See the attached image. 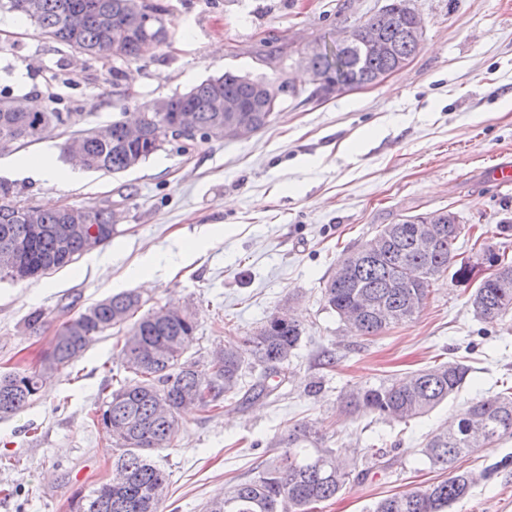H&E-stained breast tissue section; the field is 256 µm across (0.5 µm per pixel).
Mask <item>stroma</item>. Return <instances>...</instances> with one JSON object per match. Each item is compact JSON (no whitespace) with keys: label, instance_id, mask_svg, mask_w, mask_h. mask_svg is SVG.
<instances>
[{"label":"stroma","instance_id":"obj_1","mask_svg":"<svg viewBox=\"0 0 512 512\" xmlns=\"http://www.w3.org/2000/svg\"><path fill=\"white\" fill-rule=\"evenodd\" d=\"M167 44L136 61L91 59L40 34L31 22L4 27L0 91L38 101L62 120L45 139L0 154V180L21 204L119 205L111 242L40 279L0 281V374L34 371L65 321L112 294L134 290L144 310L178 306L196 314L186 349L208 363L275 311L303 327L287 369L265 376L253 358L245 385L219 413L183 411L180 431L153 459L168 476L161 512H204L207 501L257 479L281 455L274 440L313 424L350 461L356 478L314 512H368L378 500L443 480L420 450L472 400L512 386V313L493 324L475 317L472 285L444 275L412 322L381 335L350 333L322 288L345 250L381 225L437 209L481 227L457 252L477 259L490 246L512 256V185L490 168L512 162V0H415L426 28L418 53L381 84L312 95L295 61L312 41L367 19L387 0H163ZM231 70L293 79L300 88L247 140L165 145L117 175L88 172L60 155L71 135L104 125L113 99L143 103L188 91ZM52 152L61 180H37L24 163ZM508 232H500V225ZM180 258L176 272L129 277L150 254ZM42 321L29 327L28 316ZM119 335L107 331L47 379L32 404L0 418V512H71L75 492L108 482L117 451L93 417L113 377H124ZM471 372L463 388L409 422L347 412L343 397L452 359ZM479 474L448 512H512V438L472 449L457 462Z\"/></svg>","mask_w":512,"mask_h":512}]
</instances>
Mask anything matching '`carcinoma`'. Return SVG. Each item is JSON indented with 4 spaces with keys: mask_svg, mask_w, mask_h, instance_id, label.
<instances>
[{
    "mask_svg": "<svg viewBox=\"0 0 512 512\" xmlns=\"http://www.w3.org/2000/svg\"><path fill=\"white\" fill-rule=\"evenodd\" d=\"M402 0H389L384 12L356 23L355 38L338 55H310L307 67L322 76L333 72L342 89L353 83L366 85L377 77L396 72L397 62L412 58L419 45L410 37L414 21L400 10ZM19 13L45 35L92 57L129 62L140 58L144 46L166 42L165 9L153 6L155 19L144 25V0H0V9ZM375 31L390 44L386 55L370 50L365 34ZM232 100L251 109L256 130L266 124L261 112L258 80L226 71L210 77L183 94L156 98L139 105L144 113H156L167 123L190 109L197 125L207 128L224 112L216 100ZM59 121V113L34 111L23 97L0 99V152L41 140ZM125 118L89 129L61 145L62 155L85 157L87 171L118 174L133 169L169 142L161 126L148 123L143 139L125 138ZM116 211L106 207L61 209L25 206L14 188L0 181V252H14V272L0 265V280L35 279L70 265L78 256L112 239ZM61 224L96 227L97 237L88 243L75 235L61 241ZM380 232L388 241L369 260L360 249L347 254L327 279L323 298L346 329L360 336H376L392 326L413 321L427 303L432 282L454 268L452 277L469 283L473 270L456 264L458 236L446 224L437 225L429 250L420 242L421 225L411 217L386 224ZM475 316L492 323L512 312V260L495 278L478 281L470 297ZM141 307L133 292L117 293L86 308L62 324L53 351L40 370L0 376V417L28 407L40 392L45 376L70 365L96 337L113 328H126L120 355L124 371L131 374L107 396L98 419L112 431L120 454L112 461V480L73 500V512H159L167 484L166 473L151 458V452L174 441L180 429V412L189 405L214 408L224 398L240 391L242 356L250 353L266 373L275 375L298 347L303 329L293 319L274 313L243 344H229L211 358L209 368L185 355L186 344L196 330L194 314L174 307H161L128 321ZM470 367L453 360L419 370L378 385L357 387L345 396L348 408L368 410L384 421H406L425 415L464 386ZM512 437V393L481 397L459 414L448 427L431 433L421 454L432 467L448 477L412 495H391L379 500L372 512H446L478 482L473 473H459L455 463L463 453L482 444ZM284 448L277 465L255 481L243 482L218 493L206 512H310V506L330 500L350 481L351 472L325 445V438L312 425L302 423L275 440Z\"/></svg>",
    "mask_w": 512,
    "mask_h": 512,
    "instance_id": "carcinoma-1",
    "label": "carcinoma"
}]
</instances>
